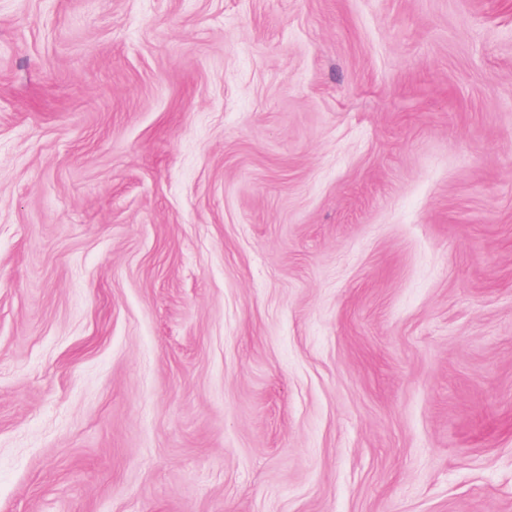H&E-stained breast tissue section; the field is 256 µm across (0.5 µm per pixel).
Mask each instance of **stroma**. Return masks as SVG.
I'll use <instances>...</instances> for the list:
<instances>
[{
	"mask_svg": "<svg viewBox=\"0 0 512 512\" xmlns=\"http://www.w3.org/2000/svg\"><path fill=\"white\" fill-rule=\"evenodd\" d=\"M0 512H512V0H0Z\"/></svg>",
	"mask_w": 512,
	"mask_h": 512,
	"instance_id": "obj_1",
	"label": "stroma"
}]
</instances>
